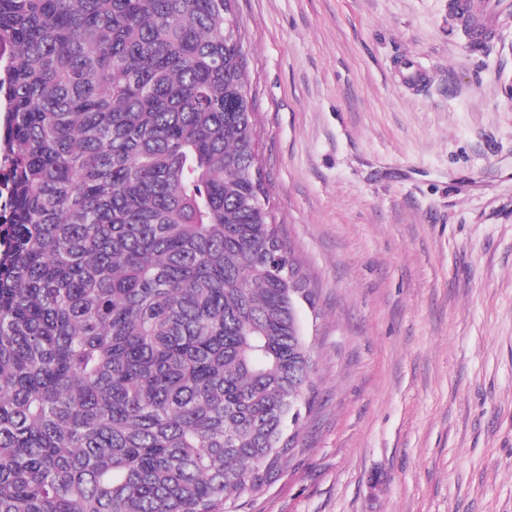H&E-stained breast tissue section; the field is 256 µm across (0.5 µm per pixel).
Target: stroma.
<instances>
[{
  "label": "stroma",
  "mask_w": 512,
  "mask_h": 512,
  "mask_svg": "<svg viewBox=\"0 0 512 512\" xmlns=\"http://www.w3.org/2000/svg\"><path fill=\"white\" fill-rule=\"evenodd\" d=\"M235 13L315 395L228 512H512V19L472 52L448 0Z\"/></svg>",
  "instance_id": "35a3bbf8"
}]
</instances>
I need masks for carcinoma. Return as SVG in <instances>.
I'll return each instance as SVG.
<instances>
[{
    "label": "carcinoma",
    "mask_w": 512,
    "mask_h": 512,
    "mask_svg": "<svg viewBox=\"0 0 512 512\" xmlns=\"http://www.w3.org/2000/svg\"><path fill=\"white\" fill-rule=\"evenodd\" d=\"M234 0H0V512H227L308 358Z\"/></svg>",
    "instance_id": "carcinoma-1"
}]
</instances>
